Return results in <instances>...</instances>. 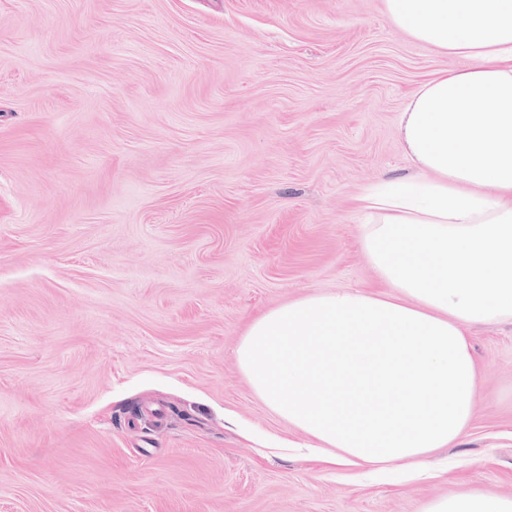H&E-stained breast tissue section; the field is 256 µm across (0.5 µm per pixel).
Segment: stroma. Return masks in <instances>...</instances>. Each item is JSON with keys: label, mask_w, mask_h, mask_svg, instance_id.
<instances>
[{"label": "stroma", "mask_w": 512, "mask_h": 512, "mask_svg": "<svg viewBox=\"0 0 512 512\" xmlns=\"http://www.w3.org/2000/svg\"><path fill=\"white\" fill-rule=\"evenodd\" d=\"M460 60L382 0H0V512H424L512 496V321L421 471L333 465L234 350L260 314L386 286L354 198ZM424 512H512V497L464 492L433 500Z\"/></svg>", "instance_id": "stroma-1"}]
</instances>
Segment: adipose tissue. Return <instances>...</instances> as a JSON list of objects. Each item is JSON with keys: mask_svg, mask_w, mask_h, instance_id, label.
I'll use <instances>...</instances> for the list:
<instances>
[{"mask_svg": "<svg viewBox=\"0 0 512 512\" xmlns=\"http://www.w3.org/2000/svg\"><path fill=\"white\" fill-rule=\"evenodd\" d=\"M415 42L461 59L412 94L413 174L362 191L359 248L386 295L339 290L271 309L235 350L253 389L340 458L418 464L468 430V326L512 319V0H383ZM425 512H512L464 492Z\"/></svg>", "mask_w": 512, "mask_h": 512, "instance_id": "adipose-tissue-1", "label": "adipose tissue"}]
</instances>
